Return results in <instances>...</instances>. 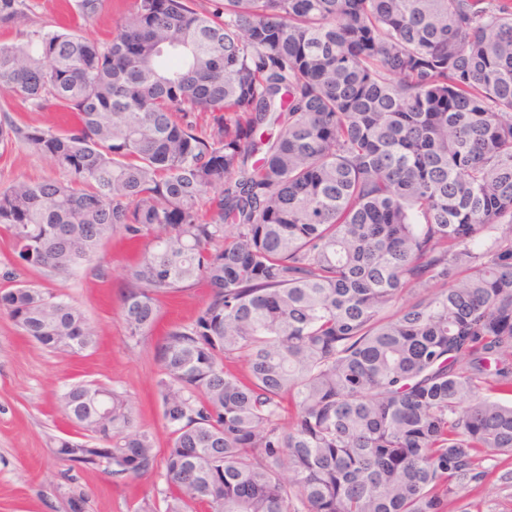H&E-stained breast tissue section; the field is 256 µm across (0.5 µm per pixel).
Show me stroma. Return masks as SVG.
I'll return each mask as SVG.
<instances>
[{
	"label": "stroma",
	"mask_w": 512,
	"mask_h": 512,
	"mask_svg": "<svg viewBox=\"0 0 512 512\" xmlns=\"http://www.w3.org/2000/svg\"><path fill=\"white\" fill-rule=\"evenodd\" d=\"M10 120L21 126L62 130L72 117L57 106L30 109L13 103ZM52 161L23 144L0 150V190L15 181L58 177ZM136 253L121 237L106 241L100 261L108 272L99 278L88 268L67 279L39 272L20 278L56 289L80 307L95 324L97 344L71 357L28 342L7 314L0 313V512H68L67 498L78 489L86 496L85 512H130L133 502L151 496L163 483L148 477L117 486L103 470H83L56 458L53 437L69 428L52 412L55 396L80 380H98L124 392L137 406L136 423L165 447L168 431L153 396L159 365L155 352L161 336L153 331L131 340L121 315L119 297L126 268Z\"/></svg>",
	"instance_id": "obj_1"
}]
</instances>
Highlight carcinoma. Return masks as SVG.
I'll list each match as a JSON object with an SVG mask.
<instances>
[{"instance_id": "cac0c4a2", "label": "carcinoma", "mask_w": 512, "mask_h": 512, "mask_svg": "<svg viewBox=\"0 0 512 512\" xmlns=\"http://www.w3.org/2000/svg\"><path fill=\"white\" fill-rule=\"evenodd\" d=\"M30 10L0 0V26ZM0 90L75 116L0 122V147L62 174L0 190L14 265L104 278L105 240L141 242L135 341L161 298L209 288L158 345L167 446L79 381L59 459L160 474L133 512H449L512 489V0H128L107 42L18 29ZM0 277L31 342L95 344L62 294Z\"/></svg>"}]
</instances>
